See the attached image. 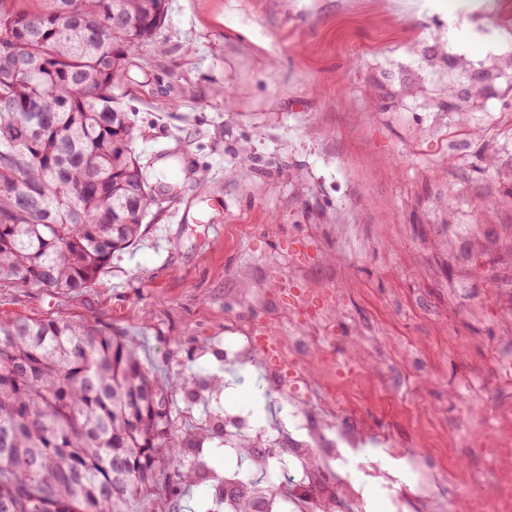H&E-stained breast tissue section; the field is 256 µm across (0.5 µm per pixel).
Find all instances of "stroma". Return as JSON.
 Segmentation results:
<instances>
[{"mask_svg": "<svg viewBox=\"0 0 512 512\" xmlns=\"http://www.w3.org/2000/svg\"><path fill=\"white\" fill-rule=\"evenodd\" d=\"M512 56V24L486 0H167L154 43L117 92L148 173L165 148L175 176L99 284L78 293L0 283V317L88 319L133 340L162 379L214 374L228 336H290L289 313L329 316L325 375L380 383L367 448L428 453L436 417L457 466L441 487L480 494L512 470L493 436L512 381L491 357L512 335V93L489 58ZM432 69L421 73L418 60ZM463 133L429 136L435 118ZM189 210L187 223L173 215ZM228 392L172 396L174 440L204 428L209 462L166 512H208L224 478L216 412L266 422L316 391L276 353L231 369Z\"/></svg>", "mask_w": 512, "mask_h": 512, "instance_id": "stroma-1", "label": "stroma"}]
</instances>
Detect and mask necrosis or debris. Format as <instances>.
Masks as SVG:
<instances>
[{"label": "necrosis or debris", "mask_w": 512, "mask_h": 512, "mask_svg": "<svg viewBox=\"0 0 512 512\" xmlns=\"http://www.w3.org/2000/svg\"><path fill=\"white\" fill-rule=\"evenodd\" d=\"M322 409L309 413L300 404L288 405V422L300 431L299 440L290 447L268 453L263 448L250 447L254 431L251 415L247 412L224 417V439L228 457L247 461L248 472L236 468L224 473V512H236L237 497L233 490L242 483L245 474L274 472L281 489L265 498L264 512H334L344 507L345 512H367L373 501H380L387 512H447L448 497L441 493L434 472L421 455L399 447L389 439L381 443V455L409 463L414 473L412 485L401 483L392 475L372 473L370 478L357 477L349 467L348 452L362 449L369 424L360 418V406L350 396L347 387L327 379L319 384ZM353 411L351 424H343L340 416Z\"/></svg>", "instance_id": "1"}]
</instances>
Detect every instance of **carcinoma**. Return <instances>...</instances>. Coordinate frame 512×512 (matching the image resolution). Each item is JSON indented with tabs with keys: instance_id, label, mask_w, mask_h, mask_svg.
<instances>
[{
	"instance_id": "obj_1",
	"label": "carcinoma",
	"mask_w": 512,
	"mask_h": 512,
	"mask_svg": "<svg viewBox=\"0 0 512 512\" xmlns=\"http://www.w3.org/2000/svg\"><path fill=\"white\" fill-rule=\"evenodd\" d=\"M0 0V35L30 63L0 61V282L80 292L141 235L154 204L118 102L132 51L166 0ZM188 376V396L203 386ZM172 384L127 337L58 318L0 320V512H158ZM200 465L173 459L165 497Z\"/></svg>"
}]
</instances>
